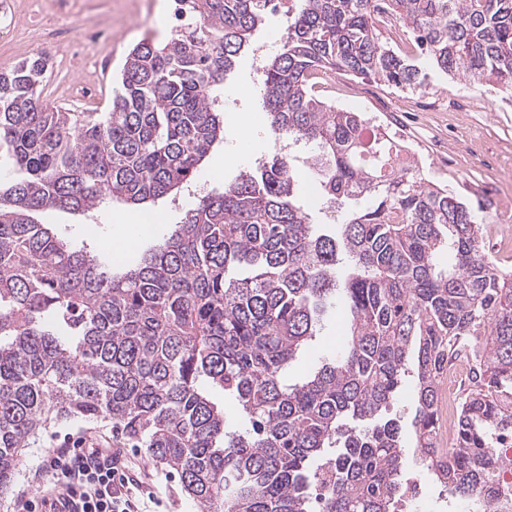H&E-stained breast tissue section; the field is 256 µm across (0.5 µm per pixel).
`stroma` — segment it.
<instances>
[{
	"mask_svg": "<svg viewBox=\"0 0 512 512\" xmlns=\"http://www.w3.org/2000/svg\"><path fill=\"white\" fill-rule=\"evenodd\" d=\"M14 21L0 27V71L18 61L42 55L48 70L41 86L44 101L74 112L107 111L115 80L128 51L150 39L165 42L171 35L173 0H12ZM253 52H244L233 72L224 79V144L209 156L206 173L216 189L234 182L255 163L267 159L272 144L258 89L252 86ZM315 95L353 112H364L372 124L388 129L408 147L426 178L460 196L494 234L484 248L493 260L512 272V105L491 88L475 89L464 80L435 76L425 92L398 90L374 79L332 73L318 79ZM440 111H427L430 102ZM485 164H475L476 156ZM195 198L181 192L164 202L161 224H117L111 211L98 213L96 231L86 235L79 218L50 210L41 220L56 225L75 243H87L118 264L135 263L167 225L177 223ZM349 316L343 309L329 310L318 336L288 368V380L306 378L320 360L340 348ZM84 430L112 431L110 420L65 421L40 431L23 452L14 482L0 498V512H24L37 490L34 474L48 451L66 435ZM144 472L152 474L169 512H200L184 492L176 472L153 462L147 449L134 451ZM405 477L421 481L424 495L436 512H456L452 498L429 475L425 461L407 455Z\"/></svg>",
	"mask_w": 512,
	"mask_h": 512,
	"instance_id": "35a3bbf8",
	"label": "stroma"
}]
</instances>
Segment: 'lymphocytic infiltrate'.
Returning <instances> with one entry per match:
<instances>
[{
  "label": "lymphocytic infiltrate",
  "instance_id": "f902f5d3",
  "mask_svg": "<svg viewBox=\"0 0 512 512\" xmlns=\"http://www.w3.org/2000/svg\"><path fill=\"white\" fill-rule=\"evenodd\" d=\"M45 475L30 508L54 506L62 490L77 494V512H154L158 490L130 453L111 443H87L85 437L63 442L42 464Z\"/></svg>",
  "mask_w": 512,
  "mask_h": 512
}]
</instances>
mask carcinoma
<instances>
[{
  "instance_id": "1",
  "label": "carcinoma",
  "mask_w": 512,
  "mask_h": 512,
  "mask_svg": "<svg viewBox=\"0 0 512 512\" xmlns=\"http://www.w3.org/2000/svg\"><path fill=\"white\" fill-rule=\"evenodd\" d=\"M294 2L263 67L262 109L272 140L323 160V199L343 206L334 232L298 203L300 172L278 154L199 195L119 269L38 219L154 209L191 186L224 142V76L275 0H176L184 23L129 50L106 112L45 105L41 56L0 73V492L46 426L110 419L202 512H395L405 440L385 409L408 377L427 469L460 499L490 492L485 457L512 437L509 273L468 205L395 163L399 142L317 98L311 77L423 92L439 74L512 96V0ZM381 13L424 61L382 43ZM336 306L349 312L346 344L289 383ZM465 348L480 377L443 448L441 375ZM215 389L236 400L241 428Z\"/></svg>"
}]
</instances>
